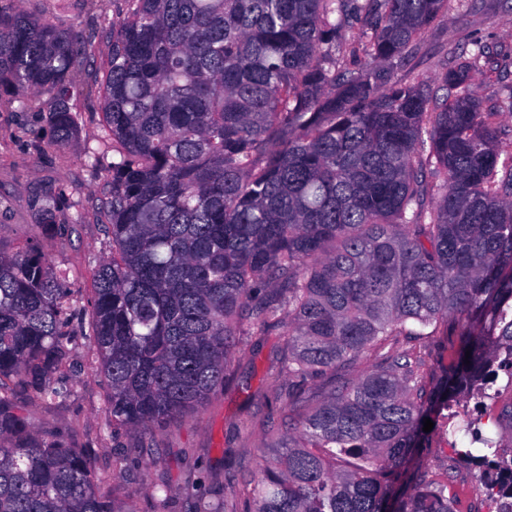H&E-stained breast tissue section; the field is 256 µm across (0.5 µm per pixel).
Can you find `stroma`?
I'll list each match as a JSON object with an SVG mask.
<instances>
[{
  "label": "stroma",
  "mask_w": 512,
  "mask_h": 512,
  "mask_svg": "<svg viewBox=\"0 0 512 512\" xmlns=\"http://www.w3.org/2000/svg\"><path fill=\"white\" fill-rule=\"evenodd\" d=\"M18 7L30 18L79 35L90 44L91 53L70 74L75 128L65 145L54 143L52 94L29 93L22 105L9 88L0 86V250L16 251L34 226L45 221L64 226V234L45 239L42 247L54 266L69 270L72 295L84 306L92 296L96 267L112 254L103 202L118 155L103 136L102 79L111 56L112 30L129 16L128 0H69L62 9L54 0H19ZM474 36L489 46L511 49L512 0H465L449 9L420 40L415 58L398 70V78L434 81L444 72L451 51ZM92 150L98 156L94 163L87 160ZM280 344V337L271 335L258 345L241 346L228 381L207 405L158 432L150 448L139 431L106 432L107 381L91 361L89 338L81 333L72 339L65 367L48 375L50 382L68 387V397L44 403L29 389L16 386L14 403L34 432L87 449L94 478L105 481L116 500L134 512H155L148 485L167 489L181 506L193 493L185 481L189 472L225 482L271 456L262 423L280 424L281 412L265 399L270 388L264 375ZM508 377L500 372L497 399H465L456 406L454 418L436 421L427 448L420 451L427 479H447L454 512H494V503L473 471L457 461L454 450L469 447L476 430L502 446L512 445V418L502 413L512 402Z\"/></svg>",
  "instance_id": "obj_1"
}]
</instances>
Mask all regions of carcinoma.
<instances>
[{"label": "carcinoma", "mask_w": 512, "mask_h": 512, "mask_svg": "<svg viewBox=\"0 0 512 512\" xmlns=\"http://www.w3.org/2000/svg\"><path fill=\"white\" fill-rule=\"evenodd\" d=\"M130 2L104 71L119 159L89 324L41 247L56 225L0 252V512H125L84 449L31 432L4 383L66 398L45 376L85 326L105 429L149 440L208 402L246 339L287 337L270 378L288 431L192 512H238L241 497L247 512H450L448 485L409 463L426 418L512 373V155L469 90L473 70L512 58L473 41L443 93L395 80L448 0ZM87 51L0 0V83L20 103L54 95L58 143ZM450 325L462 342L438 377L392 348ZM370 351L375 367L336 382ZM474 441L487 452L455 455L512 512V449Z\"/></svg>", "instance_id": "cac0c4a2"}]
</instances>
